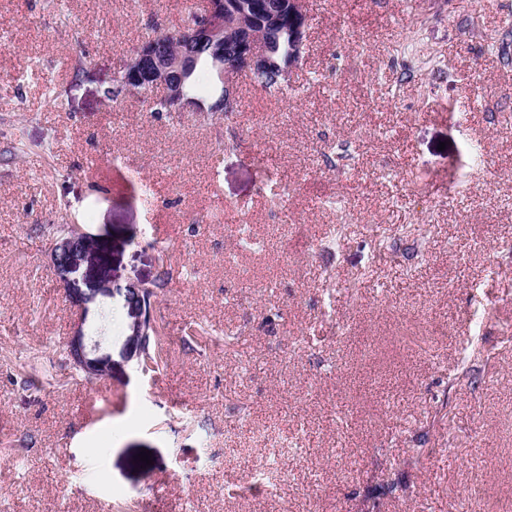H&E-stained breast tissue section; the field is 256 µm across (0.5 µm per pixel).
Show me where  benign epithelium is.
<instances>
[{"label": "benign epithelium", "instance_id": "1", "mask_svg": "<svg viewBox=\"0 0 512 512\" xmlns=\"http://www.w3.org/2000/svg\"><path fill=\"white\" fill-rule=\"evenodd\" d=\"M288 20L291 23L290 37L299 45L305 44L308 18L302 7V0H286ZM238 13L224 11V0H206L205 19L202 23L183 31V34L201 40H215L234 29L232 40L212 54L209 65L217 74L223 88L222 95L233 97L237 94L236 76L241 70H261L271 63L270 52L261 35L254 31V26H263L274 20L270 16L257 19L249 16V22L236 21ZM198 65V61H185L179 56H172L166 50H159L151 40L141 43L135 52L127 58L124 79L128 83V94H138L137 86L146 79L153 80V85L165 89L164 96L172 95V85H177L179 98L172 108L174 112L197 111V99L188 95L186 87ZM85 239H63L55 244L51 252V262L60 279L67 288L69 300L87 312V305L99 298L112 297V288L104 282L90 293H86L71 283L66 274L86 264L83 248ZM126 305L132 318L130 335L124 344V355L129 361L140 358L139 338L145 326V310L140 302L127 298ZM85 318H80L77 331L67 341L68 356L71 363L86 376L98 379L112 375L111 341L103 336L88 335L84 331Z\"/></svg>", "mask_w": 512, "mask_h": 512}]
</instances>
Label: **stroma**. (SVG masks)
Returning a JSON list of instances; mask_svg holds the SVG:
<instances>
[{
    "label": "stroma",
    "instance_id": "35a3bbf8",
    "mask_svg": "<svg viewBox=\"0 0 512 512\" xmlns=\"http://www.w3.org/2000/svg\"><path fill=\"white\" fill-rule=\"evenodd\" d=\"M303 5L286 93L154 118L104 91L183 0H0V512H512V0ZM61 224L113 312L153 288L159 372L123 321L110 378L26 384L79 318ZM263 428L292 446L272 488L230 474Z\"/></svg>",
    "mask_w": 512,
    "mask_h": 512
}]
</instances>
